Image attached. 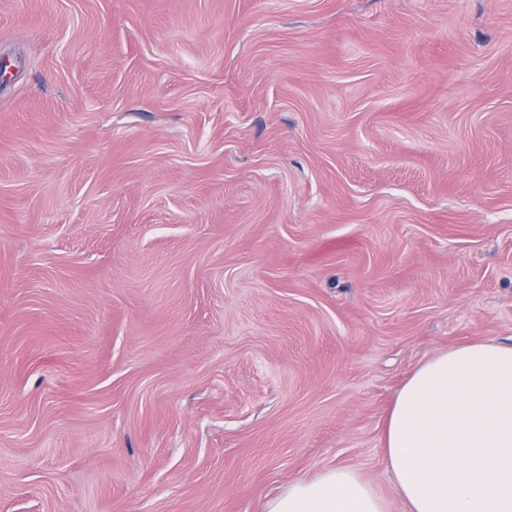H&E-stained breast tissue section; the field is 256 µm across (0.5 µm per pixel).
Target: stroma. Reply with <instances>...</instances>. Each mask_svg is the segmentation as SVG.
<instances>
[{
	"mask_svg": "<svg viewBox=\"0 0 512 512\" xmlns=\"http://www.w3.org/2000/svg\"><path fill=\"white\" fill-rule=\"evenodd\" d=\"M512 343V0H0V512H264Z\"/></svg>",
	"mask_w": 512,
	"mask_h": 512,
	"instance_id": "1",
	"label": "stroma"
}]
</instances>
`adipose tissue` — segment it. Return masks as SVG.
<instances>
[{
    "label": "adipose tissue",
    "mask_w": 512,
    "mask_h": 512,
    "mask_svg": "<svg viewBox=\"0 0 512 512\" xmlns=\"http://www.w3.org/2000/svg\"><path fill=\"white\" fill-rule=\"evenodd\" d=\"M405 512H512V344L476 341L419 364L384 429ZM265 512H386L357 470L298 480Z\"/></svg>",
    "instance_id": "adipose-tissue-1"
}]
</instances>
